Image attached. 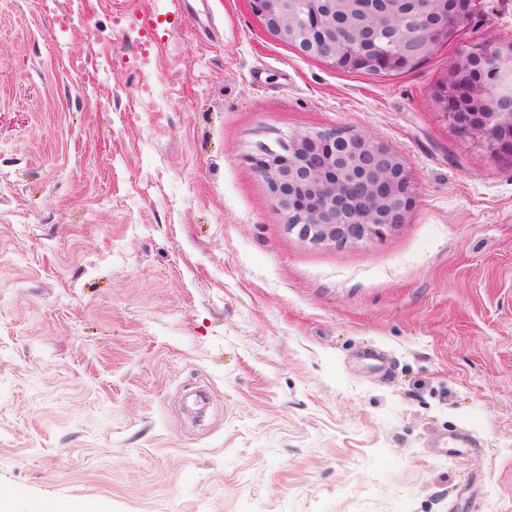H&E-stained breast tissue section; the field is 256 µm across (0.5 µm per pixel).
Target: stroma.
Returning <instances> with one entry per match:
<instances>
[{"label": "stroma", "instance_id": "1", "mask_svg": "<svg viewBox=\"0 0 512 512\" xmlns=\"http://www.w3.org/2000/svg\"><path fill=\"white\" fill-rule=\"evenodd\" d=\"M175 2L0 0L12 512H512V156L434 100L512 0L382 79ZM334 129L405 163L382 238L301 241L248 162Z\"/></svg>", "mask_w": 512, "mask_h": 512}]
</instances>
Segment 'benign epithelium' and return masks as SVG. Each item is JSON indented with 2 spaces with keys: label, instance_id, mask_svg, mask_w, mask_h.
<instances>
[{
  "label": "benign epithelium",
  "instance_id": "benign-epithelium-1",
  "mask_svg": "<svg viewBox=\"0 0 512 512\" xmlns=\"http://www.w3.org/2000/svg\"><path fill=\"white\" fill-rule=\"evenodd\" d=\"M252 8L262 25L270 26L281 41H288V29L297 28L288 0H252ZM396 15V11L367 10L356 26L321 44L320 55L334 57L338 49L352 52L363 44L368 30L388 25ZM395 30L408 49H430L442 33L419 19L404 18ZM497 68L500 80L496 86L478 79L467 87L466 96L479 101L511 96L512 57L498 58ZM444 116L491 153L512 150L511 140L491 137L499 127L512 128L511 112H483L467 120L453 112ZM334 142V131L299 133L277 149L250 158L267 184L276 214L301 240L315 244L346 245L394 231L414 203V189L399 156L366 135L350 134L344 139L346 153L338 164L331 147Z\"/></svg>",
  "mask_w": 512,
  "mask_h": 512
}]
</instances>
